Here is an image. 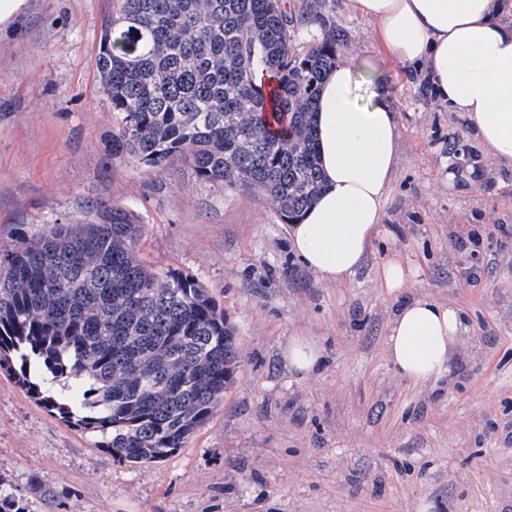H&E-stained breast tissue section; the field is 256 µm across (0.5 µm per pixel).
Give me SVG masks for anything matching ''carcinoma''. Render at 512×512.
<instances>
[{"label":"carcinoma","instance_id":"cac0c4a2","mask_svg":"<svg viewBox=\"0 0 512 512\" xmlns=\"http://www.w3.org/2000/svg\"><path fill=\"white\" fill-rule=\"evenodd\" d=\"M119 2L97 59L112 158L184 155L197 178L257 188L296 223L322 189L313 115L343 31L313 10L317 38L298 42L284 0ZM92 212L0 251V372L118 461L155 462L216 410L235 336L202 284L136 259L132 212L102 199ZM0 512L25 503L0 491Z\"/></svg>","mask_w":512,"mask_h":512}]
</instances>
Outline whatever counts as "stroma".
I'll list each match as a JSON object with an SVG mask.
<instances>
[{"mask_svg":"<svg viewBox=\"0 0 512 512\" xmlns=\"http://www.w3.org/2000/svg\"><path fill=\"white\" fill-rule=\"evenodd\" d=\"M117 0H30L0 32V247L86 219L105 199L142 226L137 257L201 283L235 330L240 366L214 414L165 458L120 463L0 373V488L31 512H512V167L491 166L463 120L424 97L343 0L319 8L347 33L353 95L398 104V169L384 225L351 283L297 261L277 205L251 187L198 180L187 159H112V105L98 78ZM484 173L479 189L449 168ZM412 273L398 292L384 260ZM458 305L466 331L444 394L392 370L396 301ZM292 336H316L319 374L284 367ZM409 272H412L410 267L399 260L392 259L383 263L378 270V278L381 285L388 291H399L405 284Z\"/></svg>","mask_w":512,"mask_h":512,"instance_id":"35a3bbf8","label":"stroma"}]
</instances>
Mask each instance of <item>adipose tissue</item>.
<instances>
[{"label":"adipose tissue","instance_id":"adipose-tissue-1","mask_svg":"<svg viewBox=\"0 0 512 512\" xmlns=\"http://www.w3.org/2000/svg\"><path fill=\"white\" fill-rule=\"evenodd\" d=\"M347 7L376 23L384 50L405 73L425 69L491 162L512 164V22L504 0H348ZM354 73L351 59L342 57L323 81L315 115L323 188L290 227L294 255L336 284L365 264L383 231L400 137L392 99L377 92L369 105L358 104ZM462 335L454 306L404 301L389 322V361L413 385L439 388L452 374ZM282 359L306 377L324 365L325 348L317 337L293 336Z\"/></svg>","mask_w":512,"mask_h":512}]
</instances>
